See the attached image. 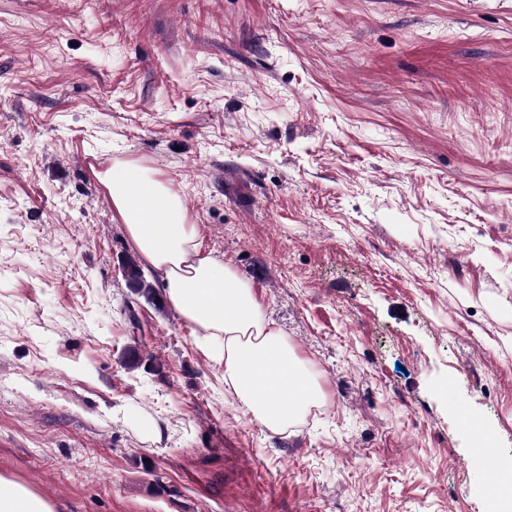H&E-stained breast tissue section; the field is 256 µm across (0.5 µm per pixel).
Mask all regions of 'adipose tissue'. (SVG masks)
I'll return each mask as SVG.
<instances>
[{"mask_svg":"<svg viewBox=\"0 0 512 512\" xmlns=\"http://www.w3.org/2000/svg\"><path fill=\"white\" fill-rule=\"evenodd\" d=\"M112 204L169 302L197 329V343L223 365L224 381L252 417L285 430L323 397L282 333L266 322L251 289L202 250L183 199L152 172L125 163L104 175ZM0 512H56L26 485L0 476Z\"/></svg>","mask_w":512,"mask_h":512,"instance_id":"obj_1","label":"adipose tissue"}]
</instances>
